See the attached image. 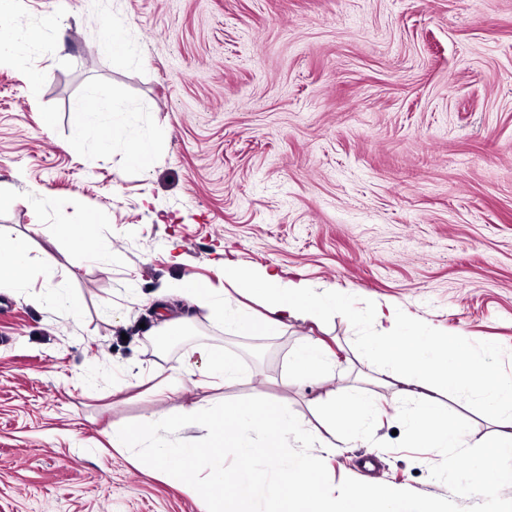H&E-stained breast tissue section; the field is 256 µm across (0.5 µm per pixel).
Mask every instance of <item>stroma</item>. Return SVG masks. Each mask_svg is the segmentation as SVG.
I'll list each match as a JSON object with an SVG mask.
<instances>
[{
  "label": "stroma",
  "mask_w": 512,
  "mask_h": 512,
  "mask_svg": "<svg viewBox=\"0 0 512 512\" xmlns=\"http://www.w3.org/2000/svg\"><path fill=\"white\" fill-rule=\"evenodd\" d=\"M41 46L0 66V248L29 238L28 287L0 289V512H200V496L112 448L113 425L263 392L312 434L323 388L297 381L310 338L334 386L370 395L375 442L315 449L353 478L434 497L439 452L395 448L399 400L364 345L376 306L512 375V0H13ZM126 44L116 55L105 27ZM45 70L31 85L32 70ZM113 102L112 141L77 132L89 94ZM147 167L130 163L139 139ZM92 223L93 259L56 224ZM340 293L344 315L247 335L186 300L224 290V262ZM66 290L82 313L44 303ZM182 333L156 348L167 321ZM206 348L223 386L152 391ZM467 444L494 426L467 390L441 395ZM390 449H381V442Z\"/></svg>",
  "instance_id": "stroma-1"
}]
</instances>
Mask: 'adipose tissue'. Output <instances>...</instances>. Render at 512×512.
Here are the masks:
<instances>
[{"label":"adipose tissue","mask_w":512,"mask_h":512,"mask_svg":"<svg viewBox=\"0 0 512 512\" xmlns=\"http://www.w3.org/2000/svg\"><path fill=\"white\" fill-rule=\"evenodd\" d=\"M32 266L27 240H14L8 252L0 254V288L26 287ZM224 278L244 292L261 296L266 316L256 318L223 293L191 278L173 282L166 292L184 296L210 314L232 318L241 332L266 336L279 335L289 321L303 319L320 323L345 308L341 296L316 294L303 279L287 278L266 268L243 269L228 261L224 264ZM372 321L373 331L368 338L370 352L389 364L394 380L426 390L418 410L406 419L414 442L429 448H457L462 443L461 426L448 417L435 396L440 389L470 391L495 417L503 411H512V376L496 372L483 359L467 356V344L461 337H449L413 325L394 310L380 307L373 311ZM293 369L302 383H326L332 364L324 344L310 339L296 353ZM195 373L205 381L216 379L227 383L236 378L235 370L222 356L203 350L196 371L177 368L169 374V390H176Z\"/></svg>","instance_id":"adipose-tissue-1"}]
</instances>
